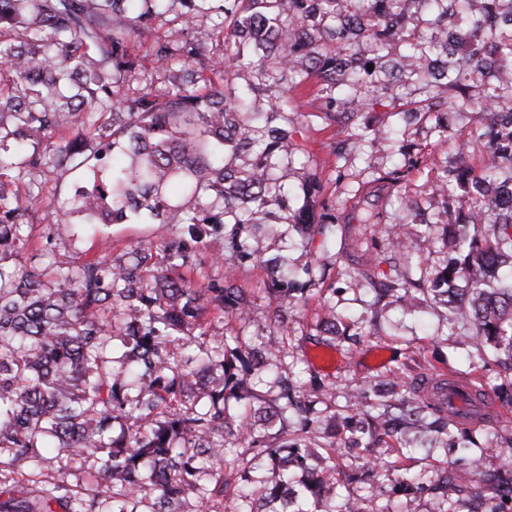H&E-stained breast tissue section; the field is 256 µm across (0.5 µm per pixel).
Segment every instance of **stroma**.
<instances>
[{
  "instance_id": "stroma-1",
  "label": "stroma",
  "mask_w": 512,
  "mask_h": 512,
  "mask_svg": "<svg viewBox=\"0 0 512 512\" xmlns=\"http://www.w3.org/2000/svg\"><path fill=\"white\" fill-rule=\"evenodd\" d=\"M391 107L390 99L380 97L354 124L307 132L314 157L309 164L296 158L298 179L303 182L310 174L318 175L335 207L336 222L326 235L313 244L298 245L293 252L298 268L321 267L325 276L313 281L297 278L295 285L302 288L303 296L292 299L288 307V336L257 389L267 392L273 374L287 371L296 395L311 408L321 442L336 445L338 498L359 499L367 512H488L482 498L463 494L444 503L423 488L404 487L402 476L422 469L440 476L460 468L468 454L481 457L484 471H512V452L501 448L503 439L512 437V371L504 369L490 351L477 348L468 326L448 322L447 306L432 297L415 294L409 307L397 302L374 305L372 291L348 277L343 254L344 248L366 246L364 263L393 279L417 278L420 262L431 271L443 268L453 254L444 227L453 223L459 205L432 197L427 183L432 167L444 162L452 168L464 163L472 171L481 170L484 149L476 139L484 123L475 112H447L438 121L423 119L400 127L390 147L369 135L359 151L333 152L334 143L389 123ZM442 123L448 126L444 135L438 129ZM397 167L405 176L394 184L386 174ZM405 198L413 202L417 214L409 250L393 248L382 235L374 246H367L361 217L380 212L395 221ZM35 217L24 255L48 274L61 263L115 258L132 241L158 247L168 235L184 232L179 225L166 234L154 224H60L50 210L37 211ZM271 279V273L258 267L240 270L237 284L251 302L252 322L244 326L218 314L212 320V335L229 332L251 338L253 322L265 320L277 306L269 291ZM325 297L336 308L334 336L318 327L320 301ZM437 368L478 380L481 389L506 408V416L474 423L473 442L465 449L447 450L438 443L419 446L400 433L353 442L344 421L348 393L393 373L412 385ZM361 465L373 468L375 484L352 480Z\"/></svg>"
}]
</instances>
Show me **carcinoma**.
<instances>
[{"instance_id": "obj_1", "label": "carcinoma", "mask_w": 512, "mask_h": 512, "mask_svg": "<svg viewBox=\"0 0 512 512\" xmlns=\"http://www.w3.org/2000/svg\"><path fill=\"white\" fill-rule=\"evenodd\" d=\"M416 8L433 17L426 34L407 29ZM359 43L374 56H358ZM396 43L406 53L393 57ZM149 57L166 68H148ZM366 77L393 101L418 86L406 123L481 114L491 173L440 165L429 185L445 201L468 197L459 219L480 233L434 282L467 274L469 287L427 288L422 271L378 282L351 252L348 274L378 303L407 304L415 286L444 297L512 370V286L491 281L512 268V0H0V512H224L225 449L245 443L271 476L259 497L242 495L243 512H290L295 469L315 512H364L356 499L336 502V486L310 467L333 470L312 432L288 444L289 414L311 422L288 376L255 413L224 412L248 391L249 359L286 338L288 289H271L281 306L254 340L193 346L216 312L250 319L235 285L242 264H268L281 282L292 272L288 245L267 263L251 228L323 235L336 223L315 175L294 206L292 159L310 158V119L336 126L337 97ZM45 189L58 224H186L197 243L223 242L224 285L186 278L197 261L182 239L131 243L46 278L22 262L23 225ZM403 211L385 229L399 250L415 223L410 203ZM449 384L441 373L403 393L387 378L399 405L374 429L408 421L419 439L448 433ZM373 396L377 384L354 390L347 411L359 416ZM473 481L512 500V474L487 475L474 456L426 486L446 500Z\"/></svg>"}]
</instances>
